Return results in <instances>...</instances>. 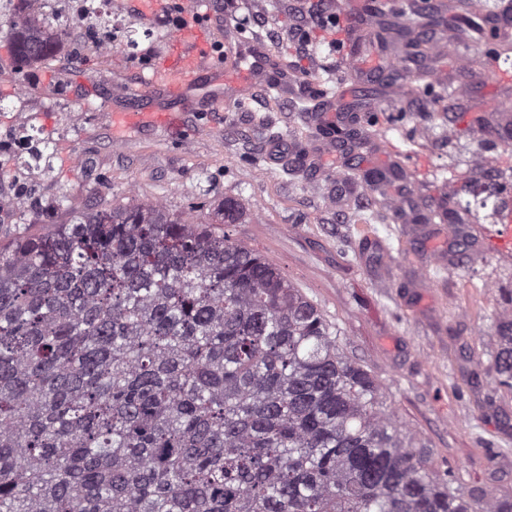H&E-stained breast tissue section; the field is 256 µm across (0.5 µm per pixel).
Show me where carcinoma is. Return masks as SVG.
<instances>
[{
	"instance_id": "cac0c4a2",
	"label": "carcinoma",
	"mask_w": 512,
	"mask_h": 512,
	"mask_svg": "<svg viewBox=\"0 0 512 512\" xmlns=\"http://www.w3.org/2000/svg\"><path fill=\"white\" fill-rule=\"evenodd\" d=\"M6 0L18 60L59 42ZM493 365L512 393V319ZM268 258L161 201L0 246V512H512L384 408Z\"/></svg>"
}]
</instances>
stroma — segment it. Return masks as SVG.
<instances>
[{
	"mask_svg": "<svg viewBox=\"0 0 512 512\" xmlns=\"http://www.w3.org/2000/svg\"><path fill=\"white\" fill-rule=\"evenodd\" d=\"M303 2L219 0L220 25L269 41L291 83L256 86L243 105L180 113L177 125L119 145L113 96L150 71L181 0L148 19L134 0H120L133 42L105 54L91 47L77 60L55 53L22 86L12 78L18 60L0 12V132L19 125L47 145L35 163L34 196L17 198L12 221H0V245L133 195L222 226L321 309L345 352L382 385L386 407L431 448L439 472L467 491L512 493V394L496 388L492 360L499 291L512 288V242L499 241L488 209L458 210L459 238L436 215L439 197L469 199L492 175L512 202V147L496 146L489 129L512 117V86L500 83L501 74L512 76V35L497 38L499 59L475 56L490 16L511 11L512 0H378L426 40L419 65H400L415 79L409 93L391 75L369 86L347 82L341 30L302 28ZM301 31L310 50L304 59L296 50ZM439 45L471 58L470 67L434 81L432 71L443 67ZM327 79L347 86L343 108L365 132L352 164L318 155L319 135L304 110ZM388 146L407 160L399 212L390 196L367 190L360 165ZM488 154L490 172L479 163ZM228 199L242 217L225 225ZM442 238L452 244L443 264L431 250Z\"/></svg>",
	"mask_w": 512,
	"mask_h": 512,
	"instance_id": "stroma-1",
	"label": "stroma"
}]
</instances>
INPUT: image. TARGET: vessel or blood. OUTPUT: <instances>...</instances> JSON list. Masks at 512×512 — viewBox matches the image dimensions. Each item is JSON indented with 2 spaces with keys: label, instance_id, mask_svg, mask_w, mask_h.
I'll return each instance as SVG.
<instances>
[{
  "label": "vessel or blood",
  "instance_id": "b4317fda",
  "mask_svg": "<svg viewBox=\"0 0 512 512\" xmlns=\"http://www.w3.org/2000/svg\"><path fill=\"white\" fill-rule=\"evenodd\" d=\"M183 23L155 59L140 88L123 91L112 104V132L122 142L148 129L166 128L177 113L195 109L199 99L210 104L235 103L249 96L255 83L268 81L276 68L272 50L258 38L241 39L235 54L212 58L219 28L211 24L214 0H182ZM368 32L348 26L342 61L359 83L371 84L376 51L367 48Z\"/></svg>",
  "mask_w": 512,
  "mask_h": 512
}]
</instances>
